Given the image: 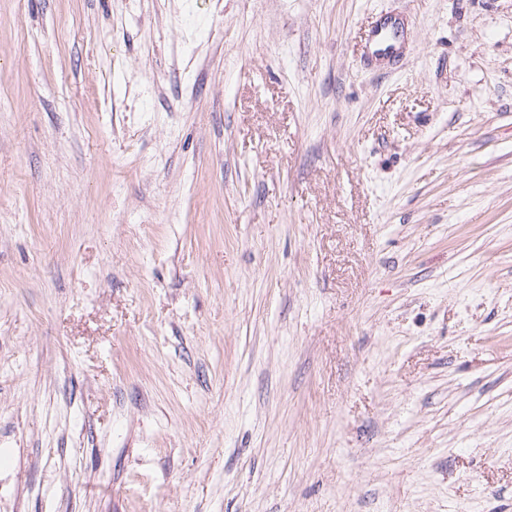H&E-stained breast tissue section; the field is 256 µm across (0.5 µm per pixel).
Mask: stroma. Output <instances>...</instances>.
Listing matches in <instances>:
<instances>
[{
  "instance_id": "1",
  "label": "stroma",
  "mask_w": 512,
  "mask_h": 512,
  "mask_svg": "<svg viewBox=\"0 0 512 512\" xmlns=\"http://www.w3.org/2000/svg\"><path fill=\"white\" fill-rule=\"evenodd\" d=\"M0 512H512V0H0ZM407 40L404 23L398 18L385 16L371 32L368 53L375 60L396 61L402 56Z\"/></svg>"
}]
</instances>
